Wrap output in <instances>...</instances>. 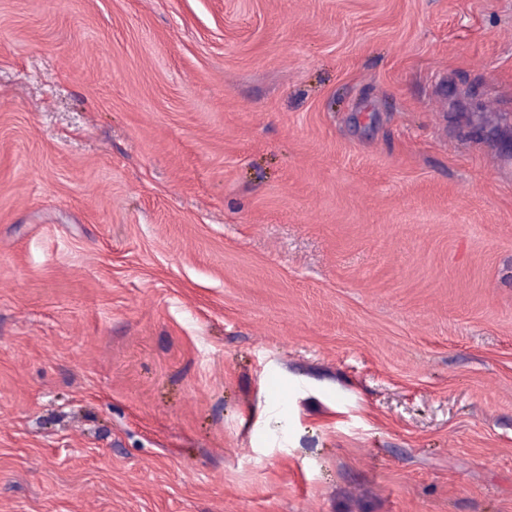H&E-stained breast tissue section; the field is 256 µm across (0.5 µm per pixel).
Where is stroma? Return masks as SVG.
<instances>
[{"label": "stroma", "instance_id": "stroma-1", "mask_svg": "<svg viewBox=\"0 0 512 512\" xmlns=\"http://www.w3.org/2000/svg\"><path fill=\"white\" fill-rule=\"evenodd\" d=\"M0 512H512V0H0Z\"/></svg>", "mask_w": 512, "mask_h": 512}]
</instances>
